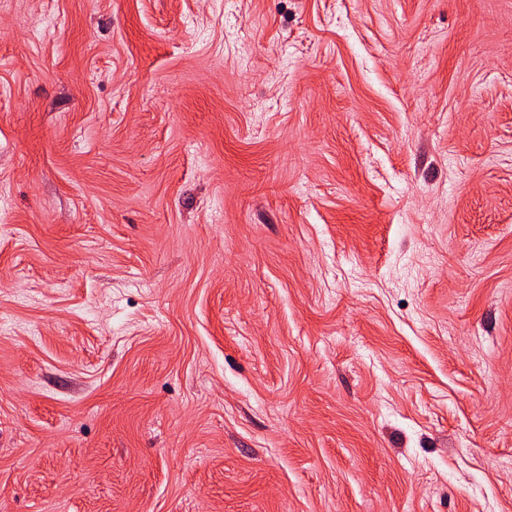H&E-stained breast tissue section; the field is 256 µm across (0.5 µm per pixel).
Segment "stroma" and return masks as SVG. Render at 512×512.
<instances>
[{
  "label": "stroma",
  "instance_id": "1",
  "mask_svg": "<svg viewBox=\"0 0 512 512\" xmlns=\"http://www.w3.org/2000/svg\"><path fill=\"white\" fill-rule=\"evenodd\" d=\"M0 512H512V0H0Z\"/></svg>",
  "mask_w": 512,
  "mask_h": 512
}]
</instances>
